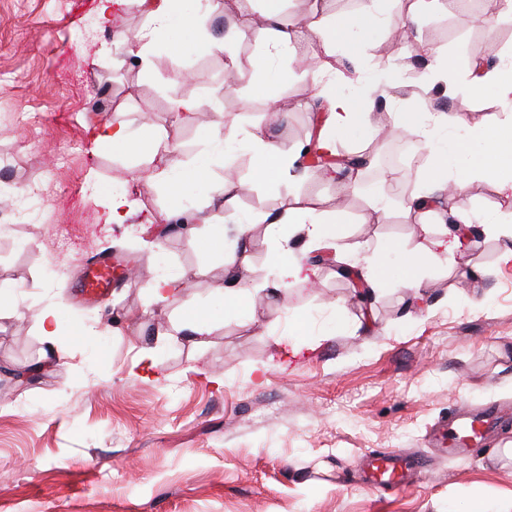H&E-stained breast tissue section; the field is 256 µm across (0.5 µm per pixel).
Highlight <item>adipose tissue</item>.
<instances>
[{
	"label": "adipose tissue",
	"mask_w": 512,
	"mask_h": 512,
	"mask_svg": "<svg viewBox=\"0 0 512 512\" xmlns=\"http://www.w3.org/2000/svg\"><path fill=\"white\" fill-rule=\"evenodd\" d=\"M127 4L149 19L148 25L133 34L102 42L100 50L111 54L113 48H121L142 68L152 65L151 47L155 42L170 40L172 46L192 42L197 50L209 53L219 48L220 43L210 36L202 21L193 17L188 9V0H126ZM263 18L268 25L269 39L264 54L257 56L252 65L257 71H265L270 58L290 54L294 46L291 35L283 22V0H262ZM379 0H360L356 14L339 20L334 26L318 29L317 35L324 56L344 53L348 58H357L361 44L359 34L374 30L379 22ZM326 112L323 127L316 140V150L327 156L336 154V138L366 128L369 113L363 112L361 104L350 97L329 92L325 95ZM431 126H424L421 118L413 112L395 115L393 130L410 136L428 135L430 127H449L450 138L432 143L426 176L446 182L454 191H461L471 181L492 182L506 202L501 214L485 222V233L493 236L512 237V126L486 125L473 129L463 116L448 117L447 114L432 116ZM205 145L204 151L190 162L155 163L158 152H172L173 147L163 134H155L150 144H143L134 137L125 123H93L88 125L89 140L94 152L130 155L141 160L138 178L160 183L169 191V203L160 218L171 221L184 213L183 198L193 189L207 186L211 166L224 157V145L236 137L233 126L212 124L197 126ZM248 151L255 177L264 181L286 178L290 160L286 152L270 141L264 132L251 134ZM265 227L266 237L277 243L272 264L278 276L272 281L273 290L288 288L302 269V261L311 249L335 245L342 233V218L338 213L316 211L309 206H296L276 214L263 213L253 216L251 224ZM251 224L241 225V233H248ZM290 225L295 235L303 242L302 248L294 249L282 238L283 225Z\"/></svg>",
	"instance_id": "obj_1"
}]
</instances>
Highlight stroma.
I'll use <instances>...</instances> for the list:
<instances>
[{
	"label": "stroma",
	"instance_id": "35a3bbf8",
	"mask_svg": "<svg viewBox=\"0 0 512 512\" xmlns=\"http://www.w3.org/2000/svg\"><path fill=\"white\" fill-rule=\"evenodd\" d=\"M96 0H0V194L40 191L33 216L0 233V282L12 301L0 308V512H489L512 500V464L490 459L512 441V419L472 456L443 454L431 432L458 405L512 401V262L501 259L512 238L483 231L486 215L505 209L493 184L476 181L460 199L470 238L453 253L435 249L418 290L371 282L366 255L400 266L421 242L404 199L423 193L445 200L447 187L427 181L430 149L420 146L392 168L388 155L401 139L387 135L396 109L436 111L449 103L472 127L512 118L496 93L474 97L466 88L470 51L487 39L497 49L486 68L512 55V16L494 28L481 21L487 0H440L422 14L409 43L396 39L409 0H382L384 24L364 40L361 56L330 58L322 84L369 103L371 127L336 141L337 153H363L366 166L331 176L291 169L265 183L252 173L247 143L267 131L297 152L317 129L322 103L294 59L275 58L262 75L249 63L268 34L252 24L260 0H199L208 30L223 50L195 53L153 49L142 71L120 57H100ZM358 0H285L284 18L310 15L320 27L356 13ZM452 62L436 79L419 44ZM241 69L228 74V54ZM289 81H281L282 72ZM237 92L218 109H204L197 126L226 123L238 136L225 151L237 175L230 198L218 190L227 171L213 165L209 188L188 197V215H227L224 251L240 244L245 218L308 203L342 214L345 234L335 250L309 260V279L263 297L264 316L224 305L234 276L223 253L204 252L184 225L172 224L160 247L142 241L165 207L164 189L128 184L137 159L93 154L87 124L121 121L149 138L166 135L186 162L202 151L196 128L175 123L170 104L206 98L225 81ZM40 137H32V127ZM71 152L68 165L55 157ZM111 191L131 193L138 208L111 224L95 204L86 176ZM246 277L273 281L271 245L252 225ZM129 258L138 276L91 308L67 301L74 274L93 253ZM161 276L186 285L182 304L216 320L210 336L192 342L164 336L172 310L155 306L148 287ZM45 307L60 315L55 353H48L28 316ZM153 364L141 376L140 347ZM265 380L253 382L254 368ZM395 449L428 460L419 480L402 489H359L366 458Z\"/></svg>",
	"mask_w": 512,
	"mask_h": 512
}]
</instances>
